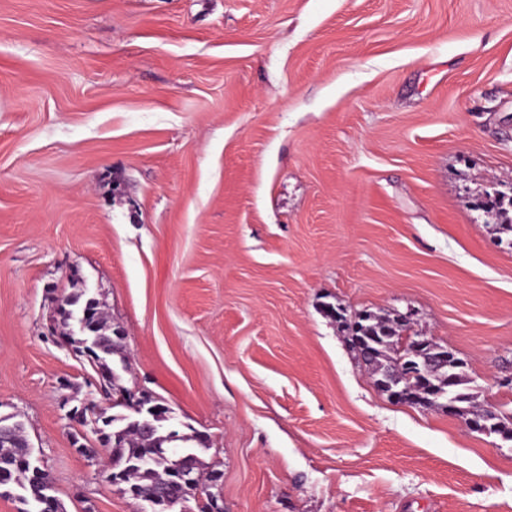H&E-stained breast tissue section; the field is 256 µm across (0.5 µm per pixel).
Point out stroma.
Returning a JSON list of instances; mask_svg holds the SVG:
<instances>
[{
	"label": "stroma",
	"instance_id": "stroma-1",
	"mask_svg": "<svg viewBox=\"0 0 512 512\" xmlns=\"http://www.w3.org/2000/svg\"><path fill=\"white\" fill-rule=\"evenodd\" d=\"M512 0H0V414L65 512H143L78 453L108 356L224 512H512V443L392 402L328 307L414 309L512 401ZM59 315L63 319H73L76 320L80 326V329L85 332V336H89L86 340L85 345L91 349H97L102 343L103 337L100 336L99 332H107L109 330V326L107 325L106 320L102 317L99 311V305L95 298H89L85 304V307L82 311L81 316L78 319H74L73 312L70 309H66L62 307L59 311ZM99 326L97 325V321ZM98 331H95L94 334H91L90 327L97 328ZM107 334V333H106ZM108 335V334H107ZM105 342L100 346V349L94 352L95 358L87 359L89 364L92 366H101L99 360L101 358L100 353L104 355H114L120 354L123 350V343L114 345L113 342H110L107 338H104Z\"/></svg>",
	"mask_w": 512,
	"mask_h": 512
}]
</instances>
